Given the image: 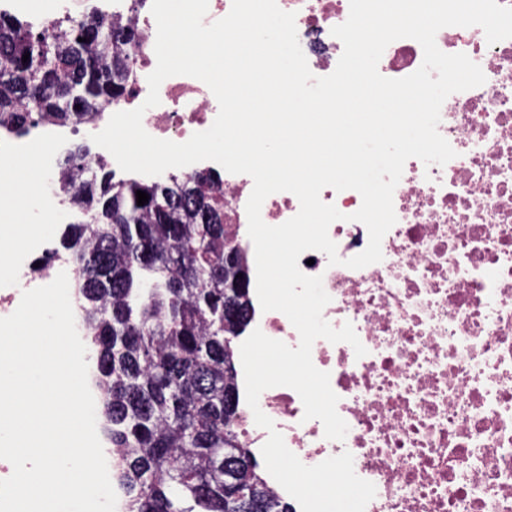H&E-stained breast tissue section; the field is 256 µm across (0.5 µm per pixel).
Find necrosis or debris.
<instances>
[{
    "mask_svg": "<svg viewBox=\"0 0 512 512\" xmlns=\"http://www.w3.org/2000/svg\"><path fill=\"white\" fill-rule=\"evenodd\" d=\"M295 13L300 46L311 72L331 74L343 52L333 27L349 15V0H277ZM0 12L32 24L47 19L106 14L132 22L143 35L116 104L89 120L100 132L119 111L141 106L147 77L156 66V22L150 6L132 10L128 0H0ZM447 54L478 64L483 85L451 94L440 111L439 133L456 152L442 166L408 159L393 193L395 225L382 240V261L361 269L345 259L368 245L366 226L351 218L362 204L352 189L324 188L323 202L341 212L328 234L340 264L310 251L301 270L318 276L331 298L323 316L332 327L352 323L366 348L356 357L345 342L316 340L314 365L329 372L346 421L344 440L325 438L319 420H304L299 395L273 387L259 397L287 447L316 465L350 452L356 474L376 487L365 512H512V38L488 44L481 27H446L436 35ZM423 60L421 45L402 38L388 45L379 72L402 78ZM159 105L142 124L158 139L186 142L210 128L218 102L199 79L173 76L159 89ZM67 146L63 125L47 122L37 135L1 136L0 166L26 161L42 172L38 182L10 179L0 192V213H38L48 224L66 212V190L55 156ZM219 171L224 221L236 225L247 263L255 250L248 236L246 204L253 180L220 171L205 160L183 174ZM17 290L49 278L47 242L12 245Z\"/></svg>",
    "mask_w": 512,
    "mask_h": 512,
    "instance_id": "1",
    "label": "necrosis or debris"
}]
</instances>
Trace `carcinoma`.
<instances>
[{
  "label": "carcinoma",
  "mask_w": 512,
  "mask_h": 512,
  "mask_svg": "<svg viewBox=\"0 0 512 512\" xmlns=\"http://www.w3.org/2000/svg\"><path fill=\"white\" fill-rule=\"evenodd\" d=\"M143 36L95 17L52 20L35 29L0 14V128L17 133L47 116L80 124L124 91ZM29 55L22 61L23 55ZM85 222L68 225L84 323L96 347V384L125 512H239L259 497L265 512H288L266 487L250 451L237 441V390L226 369L232 336L224 325V259L238 245L224 224V198L212 173L172 178L191 185L211 220L166 203L163 183H114L92 170L78 146L63 160ZM149 195L137 205L136 191ZM232 453L235 481L224 460Z\"/></svg>",
  "instance_id": "1"
}]
</instances>
